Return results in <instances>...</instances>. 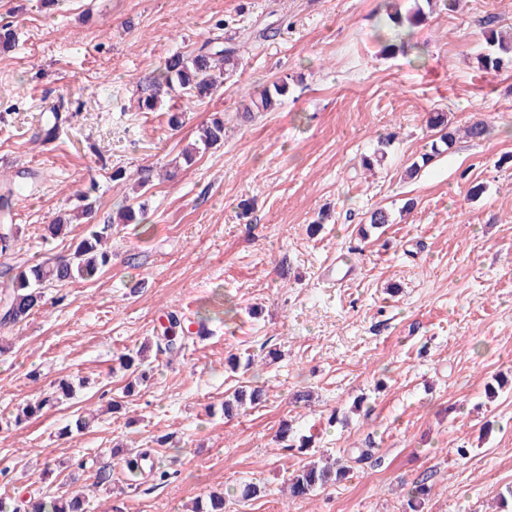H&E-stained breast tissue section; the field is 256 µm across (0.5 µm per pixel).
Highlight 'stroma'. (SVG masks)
Listing matches in <instances>:
<instances>
[{
  "instance_id": "stroma-1",
  "label": "stroma",
  "mask_w": 512,
  "mask_h": 512,
  "mask_svg": "<svg viewBox=\"0 0 512 512\" xmlns=\"http://www.w3.org/2000/svg\"><path fill=\"white\" fill-rule=\"evenodd\" d=\"M389 0H0L15 43L0 52V176L32 173L14 204L17 245L0 265L67 253L86 232L51 239L46 224L94 187L95 221L111 227L110 267L98 278L47 288L48 304L0 325V419L50 396L59 380L86 379L73 398L0 432V501L82 490L88 512H191L223 492L226 512H403L431 473L425 512H500L512 488V71L480 69L487 16L512 35V0H463L417 29L419 56H380L377 20ZM217 39L240 45L236 74L171 127L137 101L167 58ZM292 77L272 112L240 117L249 97ZM66 121L53 139L52 111ZM490 134L458 138L421 169L430 113ZM223 115V145L188 167L181 152ZM391 137L382 166L362 159ZM152 167L143 223L118 212ZM482 195L470 196L473 184ZM412 210H404L406 201ZM392 222L361 237L367 212ZM328 220L315 234L319 212ZM356 276L328 282L338 257ZM176 314L214 334L172 356L152 342ZM276 358L262 360V346ZM144 350L150 378L126 393L120 355ZM254 355L231 371L228 355ZM252 382L266 402L233 419L218 408ZM299 390L310 406L294 403ZM97 411L92 428L61 435ZM311 437L323 457L369 449L349 478L308 499L288 495L307 455L281 449L282 424ZM470 450L459 458V446ZM150 448L153 477L98 468ZM255 483L261 497L242 501Z\"/></svg>"
}]
</instances>
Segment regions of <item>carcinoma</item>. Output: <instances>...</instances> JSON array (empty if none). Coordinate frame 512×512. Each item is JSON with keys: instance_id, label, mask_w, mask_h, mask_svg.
Here are the masks:
<instances>
[{"instance_id": "obj_1", "label": "carcinoma", "mask_w": 512, "mask_h": 512, "mask_svg": "<svg viewBox=\"0 0 512 512\" xmlns=\"http://www.w3.org/2000/svg\"><path fill=\"white\" fill-rule=\"evenodd\" d=\"M462 0H414V5L403 11L396 6L386 12L383 28L390 32L384 41L382 50L389 55L406 54L415 48L410 43L412 29L426 21L428 15L440 6L449 10L460 7ZM486 41L488 51L480 58L482 66L492 71H499L512 65V37L505 39L494 30H489ZM238 65V51L232 45H202L198 50L187 55L174 54L168 58L157 78L152 93L138 100L139 107L154 110L159 99L173 92L189 101H201L211 97L221 85V78H228ZM288 88V81L281 79L272 87L264 90L256 99H250L244 105L243 118L249 119L256 112H271L279 104L280 97ZM430 127L436 131L438 141L432 142L431 152L422 156V164H415L409 170L414 176L421 165L427 164L441 153V147H451L454 131L449 129L447 115L443 112L429 118ZM467 139L480 142L489 135L488 125L483 121H474L466 126ZM201 143L204 148H212L224 143V118L215 117L203 128ZM80 202L77 212L54 217L47 224L50 235L57 237L66 233L67 227L80 219H91L96 200L80 191L75 192ZM146 213L145 204L132 198V203L123 207L122 222L132 224L137 216ZM109 224H95L86 235L75 244L66 255L49 262L35 263L17 269L0 271V325H16L40 311L46 304L45 288L64 286L80 280H90L103 273L112 262V252L105 247ZM16 236L13 224L0 222V255L12 251ZM185 328L175 314H168L167 324L161 327L157 336V350L177 355L185 349ZM263 387L241 385L231 395L224 398V418L232 419L246 405L255 406L265 400ZM46 405L44 400H35L25 404L14 419L0 423V430L19 427L25 420L39 413ZM367 453L362 451L356 457L346 458V462L333 467L329 464L310 463L290 475V496L294 499H307L314 492L334 485L348 477L353 464L362 462ZM432 493L429 475L418 479L408 494L405 512H424L426 501ZM85 494L78 490L66 496L53 497L50 500L31 498L22 505V510L13 512H85L83 501ZM193 512H225L224 494L212 493L206 499L196 503Z\"/></svg>"}]
</instances>
